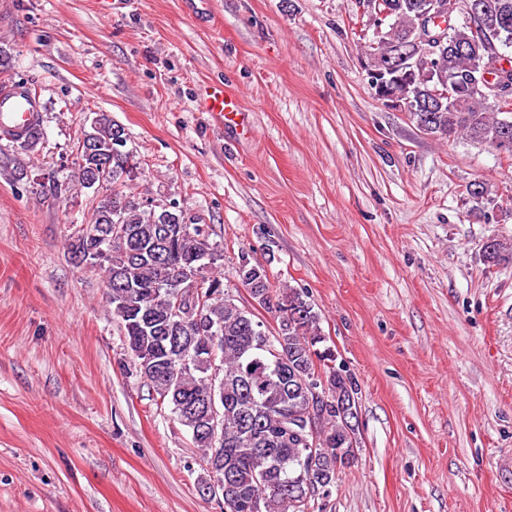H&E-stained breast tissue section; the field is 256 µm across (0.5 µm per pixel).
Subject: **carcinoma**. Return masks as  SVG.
<instances>
[{"label": "carcinoma", "instance_id": "cac0c4a2", "mask_svg": "<svg viewBox=\"0 0 512 512\" xmlns=\"http://www.w3.org/2000/svg\"><path fill=\"white\" fill-rule=\"evenodd\" d=\"M430 0H369L373 10L360 39L365 54L394 56L412 50L413 31ZM476 4L485 40H477L470 21L462 19L448 33V41L437 55H425L410 73L398 72L391 90L408 91L416 103L410 120L432 136H461L488 144L512 157V123L486 95L472 85V75L487 56L502 49L512 55V0H469ZM387 12V27L380 35H368L377 28L378 13ZM114 123L101 114L94 118L84 141L95 145L92 155L76 153L69 178L49 174L55 194L67 203L87 188L85 170L110 158L112 188L95 196L93 221L68 243L73 259L83 257L103 278L106 303L118 320L126 349L133 359L136 376L149 384L159 398L172 406L176 419L181 408L203 407L211 399L210 363L202 357L187 370L155 375L144 363L143 353L162 351L166 336L190 342L191 326L168 312L175 298L167 287L181 269L196 267L206 256L214 261L207 281L200 288L201 323L216 333L206 343L223 359L222 403L224 428L213 439L206 434L191 436L205 464L207 477L223 474L229 481L228 512H255V500L263 501V512H307L311 501L328 497L336 474L345 469L340 458L353 453L341 433V415L336 397L352 390L360 393L355 375L329 365L332 358L321 347L325 342L320 315L308 301V292L270 281L264 265L252 262L249 254L239 255L238 267L257 268L266 287L252 299L272 314L276 333L269 345L278 349L282 361L254 374L261 360L253 349V331L261 328L254 314L239 306L224 288V246L210 241L206 225L180 233L183 212L165 202L130 191L133 178L124 175L128 151H116ZM473 209L482 212L495 204L492 189L484 182L472 184ZM485 262L498 265L512 260V240L494 239L483 249ZM305 380L328 391L327 406L318 428V443L309 454L298 439L282 437L283 417L303 413L309 396L299 385Z\"/></svg>", "mask_w": 512, "mask_h": 512}]
</instances>
